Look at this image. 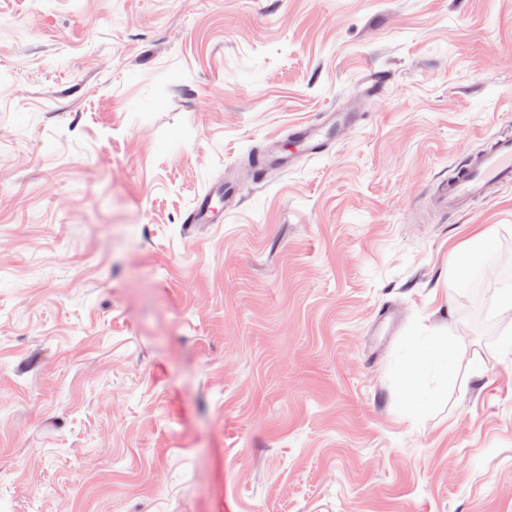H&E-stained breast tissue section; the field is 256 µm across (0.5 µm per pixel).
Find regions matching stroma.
Masks as SVG:
<instances>
[{
    "instance_id": "stroma-1",
    "label": "stroma",
    "mask_w": 512,
    "mask_h": 512,
    "mask_svg": "<svg viewBox=\"0 0 512 512\" xmlns=\"http://www.w3.org/2000/svg\"><path fill=\"white\" fill-rule=\"evenodd\" d=\"M507 133L512 0H0V512H512V185L433 202ZM359 118L356 112H322L318 121L300 124L290 133V140L295 144L294 152L286 154L279 145L272 144L264 147L261 162L264 168L291 169L300 157H314L325 151L338 126L356 123ZM215 198L226 212L237 208L240 202L239 195L230 187L209 189L197 197L195 206L188 212L184 223L215 224L213 216L218 208ZM410 362L401 374L403 388L404 412L413 414L419 411L425 404L421 396L414 375L413 369L416 365L429 366L442 360L439 353L428 341L415 339L409 344Z\"/></svg>"
}]
</instances>
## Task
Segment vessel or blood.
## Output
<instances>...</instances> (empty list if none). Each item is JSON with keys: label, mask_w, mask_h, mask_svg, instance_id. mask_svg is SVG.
<instances>
[{"label": "vessel or blood", "mask_w": 512, "mask_h": 512, "mask_svg": "<svg viewBox=\"0 0 512 512\" xmlns=\"http://www.w3.org/2000/svg\"><path fill=\"white\" fill-rule=\"evenodd\" d=\"M359 113L329 111L318 121L303 123L291 132L294 152L284 153L279 145L264 147L260 159L264 166L280 170L291 169L300 157H314L325 151L336 128L358 122ZM512 183V135H501L491 140L487 149L472 159L448 181L442 182L434 202L447 209L463 210L475 200L484 198L489 186ZM239 195L231 188H212L196 199L185 221L189 224H209L217 209L231 211L238 207Z\"/></svg>", "instance_id": "obj_1"}]
</instances>
